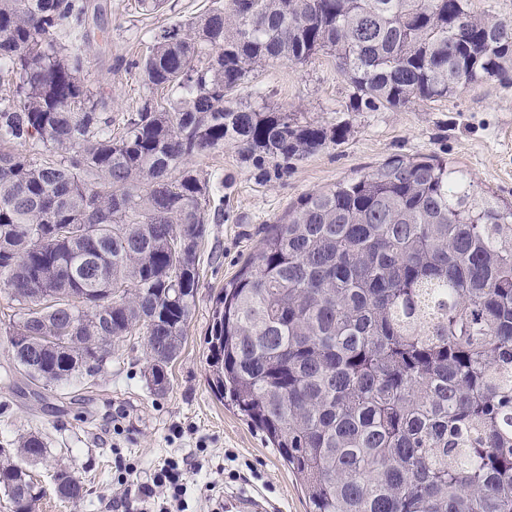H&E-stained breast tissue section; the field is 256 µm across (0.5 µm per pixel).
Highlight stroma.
Segmentation results:
<instances>
[{"mask_svg":"<svg viewBox=\"0 0 512 512\" xmlns=\"http://www.w3.org/2000/svg\"><path fill=\"white\" fill-rule=\"evenodd\" d=\"M91 20L88 38L76 41L85 57L83 76L104 90L114 118L135 111L153 93L126 60L144 55L161 28L204 13L213 0H167L158 12L137 0H84ZM352 89L330 55L304 64L276 62L250 73L238 97L267 105L299 121L347 123V136L302 158L261 162L241 158L234 144L195 157L190 163L206 181L211 204L224 218L208 226L198 254L200 283L178 358L163 396L150 393L143 377L147 356L142 337L126 341L102 371L82 385L46 390L23 376L0 375V446L37 431L49 446L34 466L46 493L36 512H109L120 493L115 462L136 460L142 476L165 457H186L192 466L186 512H207L213 491L225 504L260 501L262 512H310L307 497L265 434L208 384L207 331L215 297L255 254L268 224L296 207L307 193L372 170L395 157H427L467 171L475 189L512 202V71L433 102H414L373 112L348 111ZM253 466L249 481L229 471ZM86 483L77 504L53 491L56 467Z\"/></svg>","mask_w":512,"mask_h":512,"instance_id":"1","label":"stroma"}]
</instances>
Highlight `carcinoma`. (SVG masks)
<instances>
[{"mask_svg":"<svg viewBox=\"0 0 512 512\" xmlns=\"http://www.w3.org/2000/svg\"><path fill=\"white\" fill-rule=\"evenodd\" d=\"M82 0H0V319L11 367L44 389L93 378L133 336L162 396L199 285L207 187L188 167L225 143L245 159L304 157L346 125L298 121L233 94L270 61L324 52L354 112L451 97L506 74L512 23L468 0H228L153 36L125 62L169 107L119 133L84 57ZM27 145L23 153L15 145ZM83 297L82 305L71 299ZM209 385L262 430L313 512H512V204L465 171L395 157L304 195L217 295ZM39 434L0 448L12 512L44 495L21 464ZM56 493L77 503L66 469Z\"/></svg>","mask_w":512,"mask_h":512,"instance_id":"cac0c4a2","label":"carcinoma"}]
</instances>
